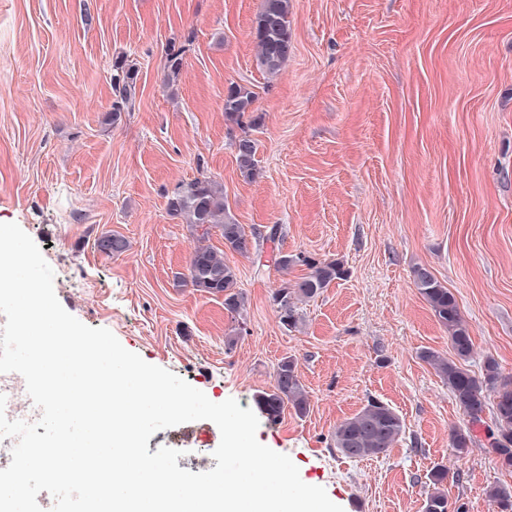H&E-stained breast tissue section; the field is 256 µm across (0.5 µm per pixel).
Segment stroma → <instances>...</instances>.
<instances>
[{"label": "stroma", "mask_w": 512, "mask_h": 512, "mask_svg": "<svg viewBox=\"0 0 512 512\" xmlns=\"http://www.w3.org/2000/svg\"><path fill=\"white\" fill-rule=\"evenodd\" d=\"M261 0H0V223L18 224L54 271L80 322L213 402L255 408L276 364L297 363L310 410L260 419L257 439L344 512H422L433 469L448 471L449 512H492L486 491L512 487L476 427L420 353L452 355L446 329L413 282L429 267L457 299L474 353L512 378V0H294V53L266 80L251 30ZM180 78L163 85L170 46ZM138 69L131 111L111 123L112 65ZM258 94L252 130L261 176L237 169L224 122L231 83ZM208 173L246 230L276 224L279 247L343 263L345 279L303 304L288 331L270 297L272 266L229 252L248 297L234 347L224 299L175 284L193 237L166 194ZM129 247L100 254L105 233ZM405 432L383 458L330 448L339 422L369 399ZM215 423L154 433L181 444L179 468L216 467Z\"/></svg>", "instance_id": "obj_1"}]
</instances>
